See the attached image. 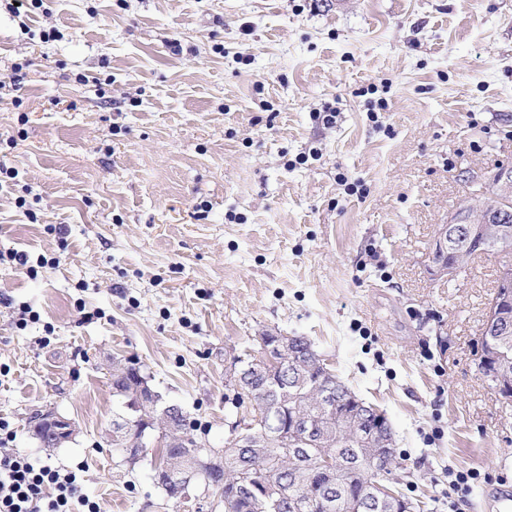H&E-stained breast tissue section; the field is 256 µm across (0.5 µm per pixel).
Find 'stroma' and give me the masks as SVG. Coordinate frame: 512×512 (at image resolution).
<instances>
[{
  "label": "stroma",
  "mask_w": 512,
  "mask_h": 512,
  "mask_svg": "<svg viewBox=\"0 0 512 512\" xmlns=\"http://www.w3.org/2000/svg\"><path fill=\"white\" fill-rule=\"evenodd\" d=\"M0 419L101 512H198L106 442L113 359L223 447L231 360L308 337L396 433L406 494L499 512L512 398L475 350L499 255L426 269L472 176L512 165V0H0ZM335 111L333 126L314 115ZM40 319L18 328L17 305ZM72 419L48 452L37 412ZM471 473L467 494L454 474Z\"/></svg>",
  "instance_id": "stroma-1"
}]
</instances>
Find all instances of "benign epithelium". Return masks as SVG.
Listing matches in <instances>:
<instances>
[{"label": "benign epithelium", "mask_w": 512, "mask_h": 512, "mask_svg": "<svg viewBox=\"0 0 512 512\" xmlns=\"http://www.w3.org/2000/svg\"><path fill=\"white\" fill-rule=\"evenodd\" d=\"M479 188L467 198L453 214L448 223L440 225L438 235L433 243L428 271L436 277L453 278L469 260V252L475 248L479 251L497 253L512 252V166L503 165L491 176L489 186L482 185V180L474 178ZM498 291L488 302L482 314V332L489 337L487 343L477 351V364L483 378L497 392L512 391V372L505 364L506 355L497 344L490 340L492 336H506L512 332V263L504 262L498 269ZM264 362L283 367L288 363V373L297 375L302 368V356L293 351L292 336L280 335L270 340L266 335L259 336ZM232 381L230 390L233 397L245 396L249 399L263 393L271 386L279 384L272 373L266 375L268 384L256 385L246 370L237 365L227 369ZM342 382L328 370L322 371L320 385L313 391V396L326 403V412L317 418L293 409V428L279 431L276 418L282 417L284 409L273 403L263 411L252 416V423L246 425L237 420L231 425L230 441L242 444L250 436L272 438L285 441V454H302L307 462L324 471H335L341 467L340 462L330 455L318 456L313 449L324 445V441L340 430L347 431V438L354 448H368L370 453L358 461L359 466L369 462L383 465L395 457L396 439L394 430L385 413L377 407L355 398L345 401L341 397ZM159 398L150 389L140 390L131 406V414L116 422L110 438L113 446L127 451L125 440L130 428L149 412L154 421L159 423L156 430H148L137 440L142 448H181L185 437L176 427L179 408L170 404L158 408ZM53 431L64 440L75 435L74 424L58 415L44 418ZM163 479L175 481L185 487L198 483L202 476L198 459H192L190 466L179 470L167 467L157 469ZM266 498L272 503L276 512H301L303 505L288 498L280 492H267ZM403 504L404 512H411L412 503L402 499L393 485L386 480L369 485L365 493L358 498L353 510L355 512H376L386 504Z\"/></svg>", "instance_id": "7a95c632"}]
</instances>
